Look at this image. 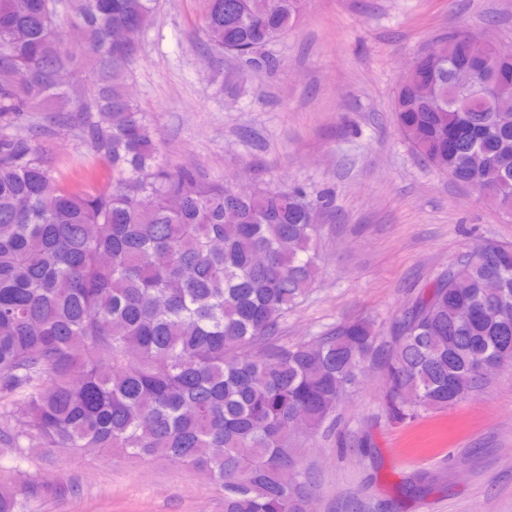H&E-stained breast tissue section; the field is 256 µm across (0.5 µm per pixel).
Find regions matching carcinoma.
<instances>
[{"label":"carcinoma","instance_id":"carcinoma-1","mask_svg":"<svg viewBox=\"0 0 512 512\" xmlns=\"http://www.w3.org/2000/svg\"><path fill=\"white\" fill-rule=\"evenodd\" d=\"M298 0H209L215 51L257 53L293 25ZM158 0H67L87 73L47 0H0V122L41 107L42 132L75 128L111 183L76 191L41 144L0 134V421L16 449L160 458L224 493V512H302L316 484L308 448L364 368L384 376L401 422L481 387L479 365L512 366V244L487 242L439 273L390 327L347 321L277 343L320 273L316 214L300 187L239 196L193 166L160 161L126 90L136 36ZM438 84L399 88L394 119L429 167L512 216V93L464 83L448 48ZM221 448L223 452L216 454ZM33 480L0 489L16 512Z\"/></svg>","mask_w":512,"mask_h":512}]
</instances>
